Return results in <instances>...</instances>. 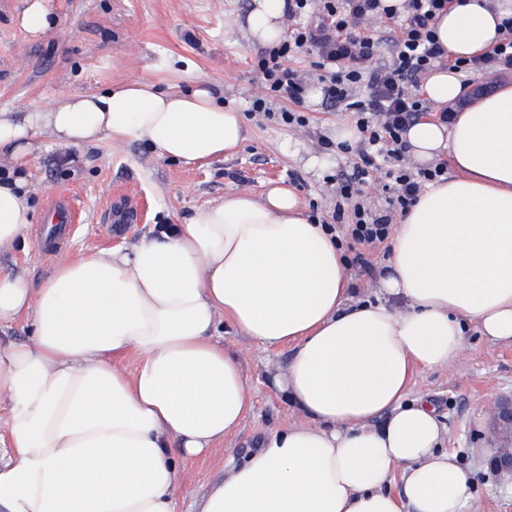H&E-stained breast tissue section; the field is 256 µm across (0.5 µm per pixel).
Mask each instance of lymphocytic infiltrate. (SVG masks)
<instances>
[{"label":"lymphocytic infiltrate","mask_w":512,"mask_h":512,"mask_svg":"<svg viewBox=\"0 0 512 512\" xmlns=\"http://www.w3.org/2000/svg\"><path fill=\"white\" fill-rule=\"evenodd\" d=\"M311 0H288L294 25L287 42L262 51L258 57L259 90L251 109L268 111L273 101H289L278 117L283 124L302 127L298 111L308 88H320L327 106L351 113L360 141L350 180L336 191L331 220L326 225L337 241L353 240L370 247L390 236L396 213L407 212L423 186L447 175V163L389 172L386 206L373 209L358 186L372 178L382 161L399 158L402 135L429 104L418 95L422 75L434 66L473 73L512 71V18L500 25L499 43L468 60L446 59L436 39L435 22L452 0H404L401 8L385 0H319L317 16H310ZM387 42L392 52L380 59L376 46ZM306 51L313 60L309 70L285 64L290 52Z\"/></svg>","instance_id":"1"}]
</instances>
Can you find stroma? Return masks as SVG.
Wrapping results in <instances>:
<instances>
[{
    "instance_id": "obj_1",
    "label": "stroma",
    "mask_w": 512,
    "mask_h": 512,
    "mask_svg": "<svg viewBox=\"0 0 512 512\" xmlns=\"http://www.w3.org/2000/svg\"><path fill=\"white\" fill-rule=\"evenodd\" d=\"M29 2L0 0L1 110L47 109L59 92H101L131 80L160 91L202 83L242 112L249 139L232 154L195 167L157 157L136 142L118 149L106 142L71 148L45 144L24 169L33 226L24 242L0 251V271L25 273L37 284L61 257L132 246L149 236L154 225L183 223L231 191L261 194L272 181L288 185L304 207L331 217L335 183L351 175L355 155L324 151L317 137L333 136L337 124L350 126L354 119L318 99L301 106L309 119L305 130L251 111L263 47L228 21L245 18L252 0H42L56 21L46 33L24 27ZM124 193L139 198L140 219L114 235L108 215L115 196ZM55 195L69 197L75 221L64 234L41 242L36 231L50 224L48 202ZM214 339L238 359L254 403L225 448L181 464V489L197 495L222 475L225 449L245 457L271 431L299 419L271 375L274 367L287 364L291 347L267 349L228 327L218 328ZM464 344L456 362L416 369L409 395L431 398L445 425V449L472 470L471 512H512V478L494 472L492 452L482 439L491 426L487 406L512 397V344L490 342L473 327Z\"/></svg>"
}]
</instances>
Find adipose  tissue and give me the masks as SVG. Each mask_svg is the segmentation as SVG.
Returning a JSON list of instances; mask_svg holds the SVG:
<instances>
[{
  "mask_svg": "<svg viewBox=\"0 0 512 512\" xmlns=\"http://www.w3.org/2000/svg\"><path fill=\"white\" fill-rule=\"evenodd\" d=\"M286 9L253 0L249 36L283 39ZM510 15L512 0H454L437 39L450 58L476 56ZM466 91L446 68L422 86L440 108ZM246 137L241 112L204 86L131 81L0 111V249L31 223L19 169L42 139L138 141L201 165ZM404 140L414 163L445 157L453 173L397 226L380 286L402 312L350 301L341 250L280 182L226 193L132 247L62 258L38 285L0 272V325L31 324L27 341L0 346V512H180V463L223 446L252 406L239 363L211 339L225 323L292 346L276 383L303 420L244 459L226 454L197 512H469L471 472L443 450L436 408L407 392L414 369L460 356L469 326L512 342V84L449 124L415 122Z\"/></svg>",
  "mask_w": 512,
  "mask_h": 512,
  "instance_id": "obj_1",
  "label": "adipose tissue"
}]
</instances>
